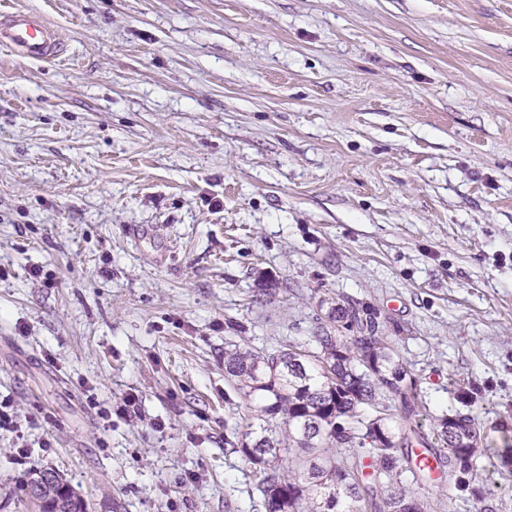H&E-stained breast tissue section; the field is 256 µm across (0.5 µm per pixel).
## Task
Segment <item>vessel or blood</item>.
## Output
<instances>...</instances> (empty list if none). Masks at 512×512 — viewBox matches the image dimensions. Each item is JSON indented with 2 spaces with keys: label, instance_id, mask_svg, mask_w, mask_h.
Wrapping results in <instances>:
<instances>
[{
  "label": "vessel or blood",
  "instance_id": "b4317fda",
  "mask_svg": "<svg viewBox=\"0 0 512 512\" xmlns=\"http://www.w3.org/2000/svg\"><path fill=\"white\" fill-rule=\"evenodd\" d=\"M0 46L32 60L61 54L64 43L44 19L22 11L0 12Z\"/></svg>",
  "mask_w": 512,
  "mask_h": 512
}]
</instances>
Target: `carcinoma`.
Instances as JSON below:
<instances>
[{"label":"carcinoma","instance_id":"cac0c4a2","mask_svg":"<svg viewBox=\"0 0 512 512\" xmlns=\"http://www.w3.org/2000/svg\"><path fill=\"white\" fill-rule=\"evenodd\" d=\"M326 318L298 345L224 351V373L257 420L241 434L238 452L259 467L264 512H430L405 484L398 455L412 446L405 423L422 406L416 379L383 336L378 310L347 301ZM436 440L448 449V499L465 512H493L496 469L475 462L478 418L443 416ZM42 501L43 512H87L58 474Z\"/></svg>","mask_w":512,"mask_h":512}]
</instances>
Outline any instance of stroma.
Here are the masks:
<instances>
[{
  "mask_svg": "<svg viewBox=\"0 0 512 512\" xmlns=\"http://www.w3.org/2000/svg\"><path fill=\"white\" fill-rule=\"evenodd\" d=\"M0 512H264L227 343L379 309L422 398L512 427V0H0ZM277 286L257 297L259 281ZM134 405H127V396ZM0 45L32 60L52 58L64 50L57 30L41 17L23 11L1 10ZM44 473L55 474V483L46 486L48 479L45 476L38 475ZM38 477L36 478V476ZM36 478V483L33 486V481ZM24 490L29 500L38 508L37 504H41L40 498L45 502V506H41L43 512H55L54 510L58 507H70L67 509L69 512H87V505L85 501L77 495L71 487L61 478V476L53 470H42L34 471L28 475V478L23 483ZM32 490V498L37 503H34L31 499L30 490ZM47 489L43 492L45 489ZM61 491H63L61 493ZM43 492V494H42Z\"/></svg>",
  "mask_w": 512,
  "mask_h": 512,
  "instance_id": "obj_1",
  "label": "stroma"
}]
</instances>
